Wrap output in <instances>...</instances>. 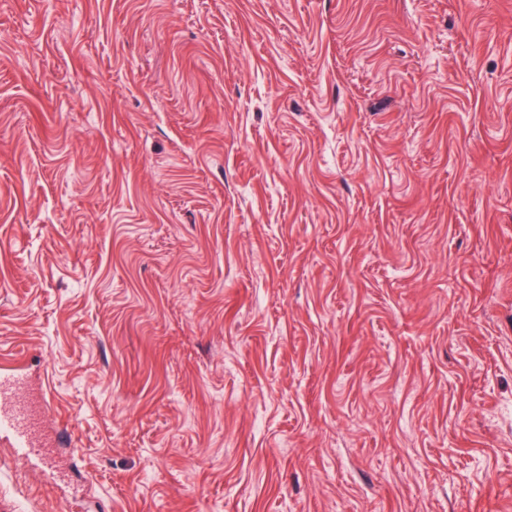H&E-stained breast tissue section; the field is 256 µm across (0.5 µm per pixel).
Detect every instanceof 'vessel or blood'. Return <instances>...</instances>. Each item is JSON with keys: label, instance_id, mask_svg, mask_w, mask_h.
Wrapping results in <instances>:
<instances>
[{"label": "vessel or blood", "instance_id": "b4317fda", "mask_svg": "<svg viewBox=\"0 0 512 512\" xmlns=\"http://www.w3.org/2000/svg\"><path fill=\"white\" fill-rule=\"evenodd\" d=\"M19 385L13 375L0 377V394L5 402L0 403V439L7 440L18 448L31 465H38L42 456L43 442L38 434V426L29 406L19 400H11L10 395Z\"/></svg>", "mask_w": 512, "mask_h": 512}]
</instances>
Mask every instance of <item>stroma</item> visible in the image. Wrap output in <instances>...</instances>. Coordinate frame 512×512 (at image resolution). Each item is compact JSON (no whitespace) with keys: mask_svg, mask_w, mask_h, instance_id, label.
<instances>
[{"mask_svg":"<svg viewBox=\"0 0 512 512\" xmlns=\"http://www.w3.org/2000/svg\"><path fill=\"white\" fill-rule=\"evenodd\" d=\"M6 512H512V0H0ZM20 385L14 375H1L0 439H6L13 448H20L22 457L37 467L45 443L40 439L38 426L29 406L22 401H9L8 395ZM7 399V401H6Z\"/></svg>","mask_w":512,"mask_h":512,"instance_id":"35a3bbf8","label":"stroma"}]
</instances>
